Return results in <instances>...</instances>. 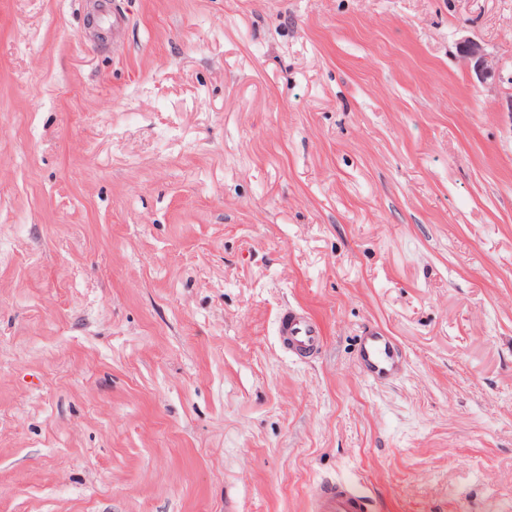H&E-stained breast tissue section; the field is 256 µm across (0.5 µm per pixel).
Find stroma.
<instances>
[{
  "instance_id": "obj_1",
  "label": "stroma",
  "mask_w": 512,
  "mask_h": 512,
  "mask_svg": "<svg viewBox=\"0 0 512 512\" xmlns=\"http://www.w3.org/2000/svg\"><path fill=\"white\" fill-rule=\"evenodd\" d=\"M108 2L0 0V512H512V0ZM459 51L463 59L469 65H472L473 69L480 75H487L491 72L483 49L478 43L472 40H464L460 43ZM279 335L294 353L313 352L322 347L324 336L321 327L303 311L288 309L279 323ZM359 360L363 375L377 380L393 375L398 369L397 343L391 336L377 330H368L359 346ZM312 512H369L373 500L346 480H329L313 484L309 491Z\"/></svg>"
}]
</instances>
